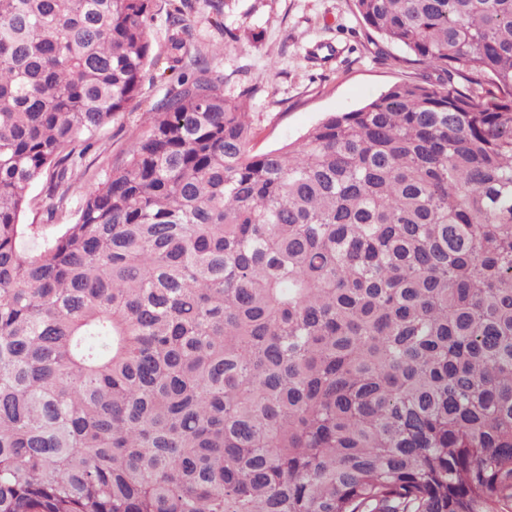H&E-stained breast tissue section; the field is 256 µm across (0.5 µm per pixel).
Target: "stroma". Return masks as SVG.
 Wrapping results in <instances>:
<instances>
[{"label":"stroma","mask_w":512,"mask_h":512,"mask_svg":"<svg viewBox=\"0 0 512 512\" xmlns=\"http://www.w3.org/2000/svg\"><path fill=\"white\" fill-rule=\"evenodd\" d=\"M193 25L188 56L206 58L225 95L246 94L256 137L254 151L298 142L334 112L363 106L393 84L419 80V70L398 65L403 48L369 36L353 0H188ZM175 32L169 0H155L149 22L150 55L138 98L95 137L83 176L68 191L62 213L47 221L48 178L27 191L21 221L35 240L71 224L87 186L102 183L148 131L145 114L162 105L177 81L168 68Z\"/></svg>","instance_id":"1"}]
</instances>
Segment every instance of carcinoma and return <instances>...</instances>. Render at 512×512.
Returning <instances> with one entry per match:
<instances>
[{
	"mask_svg": "<svg viewBox=\"0 0 512 512\" xmlns=\"http://www.w3.org/2000/svg\"><path fill=\"white\" fill-rule=\"evenodd\" d=\"M354 5L429 76L255 153L198 63L29 246L154 0H0V512H512V0Z\"/></svg>",
	"mask_w": 512,
	"mask_h": 512,
	"instance_id": "cac0c4a2",
	"label": "carcinoma"
}]
</instances>
